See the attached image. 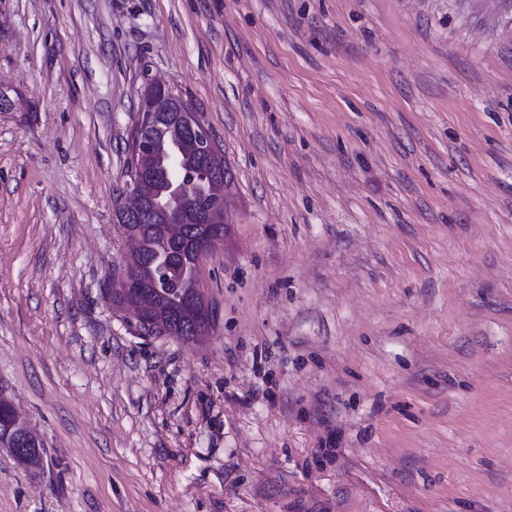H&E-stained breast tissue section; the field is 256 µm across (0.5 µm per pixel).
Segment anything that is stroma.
Masks as SVG:
<instances>
[{
	"label": "stroma",
	"instance_id": "obj_1",
	"mask_svg": "<svg viewBox=\"0 0 512 512\" xmlns=\"http://www.w3.org/2000/svg\"><path fill=\"white\" fill-rule=\"evenodd\" d=\"M160 79L232 174L217 318L105 289ZM0 512H512V0H0ZM167 85L161 82H154L147 86L142 94L139 110V123L148 124L151 122L153 112L166 104ZM16 416H18L17 413ZM16 416L12 413L10 402L1 398L0 440L3 447L10 448L18 461L37 464L41 460L42 446L33 437L26 424L22 420L18 421Z\"/></svg>",
	"mask_w": 512,
	"mask_h": 512
}]
</instances>
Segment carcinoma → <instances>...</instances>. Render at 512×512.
Masks as SVG:
<instances>
[{
    "instance_id": "1",
    "label": "carcinoma",
    "mask_w": 512,
    "mask_h": 512,
    "mask_svg": "<svg viewBox=\"0 0 512 512\" xmlns=\"http://www.w3.org/2000/svg\"><path fill=\"white\" fill-rule=\"evenodd\" d=\"M149 138L156 146L153 163L166 169V176L155 186L156 194L167 200V205L182 213L185 231L172 239L158 230L166 213H155L146 224L127 222L124 227L138 231V252L126 257L127 275L150 286L140 295L134 289L124 288L117 280L107 289V296L119 307L128 302L141 305L144 314L153 323L155 334L173 336L185 343L203 340L215 324L212 304L207 300L200 278V262L196 252L199 237L205 228L196 223L193 211L184 206L183 198L193 199L199 209H210L221 188L223 173L203 165L197 156L184 149L181 131L163 122L150 130ZM146 162L135 157L134 142H128L125 173L129 180L138 175ZM0 442L23 463L36 464L41 460L42 446L36 441L23 421L12 413V405L0 399Z\"/></svg>"
}]
</instances>
